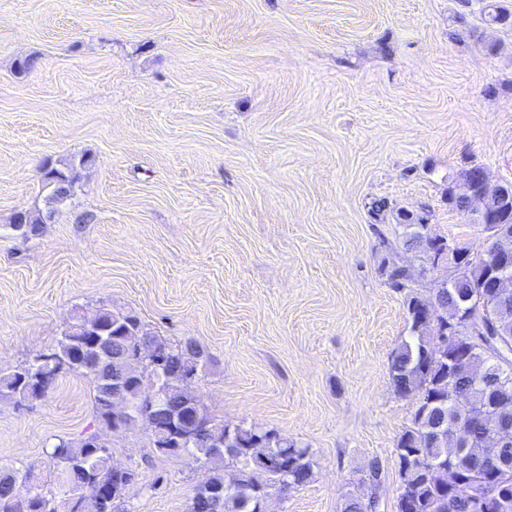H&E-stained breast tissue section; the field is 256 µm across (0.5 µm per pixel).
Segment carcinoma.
I'll return each instance as SVG.
<instances>
[{
    "label": "carcinoma",
    "instance_id": "1",
    "mask_svg": "<svg viewBox=\"0 0 512 512\" xmlns=\"http://www.w3.org/2000/svg\"><path fill=\"white\" fill-rule=\"evenodd\" d=\"M90 159L83 156L63 166L45 164L46 211L15 215L27 231L37 232L50 220L53 207L72 199L80 172ZM444 238L429 231L403 235L408 252L429 254ZM463 258L451 285L436 284L435 319L448 324L462 299L476 294L478 319L489 327L486 335L465 336L448 330L440 336L425 314L427 300L406 295L409 335L391 354L390 376L396 393L414 401L411 425L396 441V461L401 480L397 512H474L481 499L483 512H512V439L507 441L491 425L495 406L512 403V361L496 351L512 353V289L504 291L488 276L484 259L470 257L455 244ZM84 320L73 318L51 348L50 361H35L0 375V400L44 397L64 372L89 376L94 382L92 403L96 420L109 431L126 432L140 422L154 427L183 422L181 446H188L208 472L195 489L192 501L208 499V489L224 497L208 499L207 512H256L254 495L270 487L299 488L314 475L308 448L273 430L230 426L214 419L192 390L189 372H201L208 359L193 342L171 345L147 329L130 313L101 309L95 314L99 336H74L72 328ZM471 340L469 367L448 379L442 357L464 339ZM127 392L129 406L112 414V379ZM50 457L64 478L68 508L81 500L83 512H128L125 503L135 470L115 463L103 440L93 434L77 441L61 440ZM29 478V475L22 476ZM18 475H0V512H52V494L30 487L17 496ZM384 465L372 460L362 483L367 494L346 498L343 512H378L376 493Z\"/></svg>",
    "mask_w": 512,
    "mask_h": 512
}]
</instances>
